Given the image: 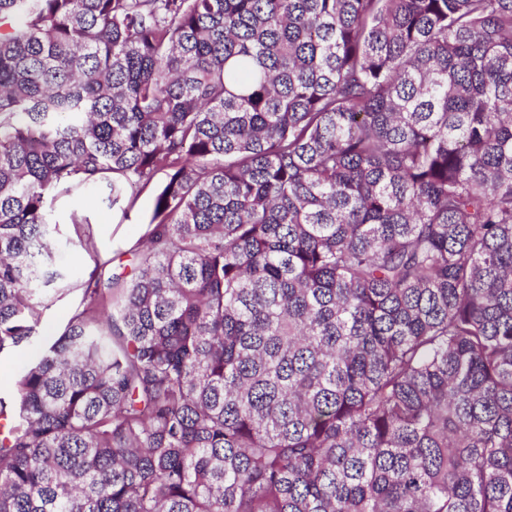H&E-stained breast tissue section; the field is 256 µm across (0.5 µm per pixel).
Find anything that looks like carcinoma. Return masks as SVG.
Segmentation results:
<instances>
[{"instance_id": "1", "label": "carcinoma", "mask_w": 512, "mask_h": 512, "mask_svg": "<svg viewBox=\"0 0 512 512\" xmlns=\"http://www.w3.org/2000/svg\"><path fill=\"white\" fill-rule=\"evenodd\" d=\"M159 174L0 512H512V0H0V355ZM152 186L144 190L136 209L130 213L129 219L122 220L120 213L102 208L94 197L85 195L81 199L64 198L55 203V212L63 221L70 209L80 204L90 218V230L93 235L96 253L100 261L116 257L112 266L119 263L121 253L136 248L143 235L145 224L152 210Z\"/></svg>"}]
</instances>
